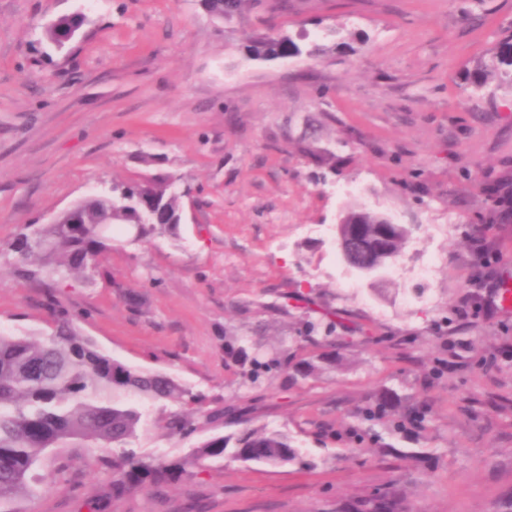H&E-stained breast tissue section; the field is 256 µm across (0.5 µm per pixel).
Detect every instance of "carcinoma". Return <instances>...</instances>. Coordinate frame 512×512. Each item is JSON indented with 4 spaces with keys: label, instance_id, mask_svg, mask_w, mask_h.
Masks as SVG:
<instances>
[{
    "label": "carcinoma",
    "instance_id": "cac0c4a2",
    "mask_svg": "<svg viewBox=\"0 0 512 512\" xmlns=\"http://www.w3.org/2000/svg\"><path fill=\"white\" fill-rule=\"evenodd\" d=\"M218 17L237 14L248 0H205ZM78 23L65 16L47 28L54 43ZM252 56L275 57L300 52L286 34L248 37ZM474 87L493 83L512 92V35L500 41L487 62L475 68ZM175 180L154 179L149 186L112 185L105 193L84 200L77 224H41L39 242L30 241L26 226L11 243L18 256L19 272L26 278L51 281L80 276L90 279L104 274L97 256L112 247L101 234L104 224H127L141 218L140 237L177 227L182 221V194ZM346 221L358 225L367 250L359 260L377 256V250L400 254L406 238L398 228L384 224L385 214L367 210L346 213ZM252 384L260 373L290 369L307 376L316 370L312 362L296 365L288 356L266 362L250 358L245 351L231 350ZM176 410L162 418L163 427L177 434L187 428V408L202 407L204 398L173 376L128 365L104 353L81 335L69 315L59 313L50 331L40 336L0 334V512H12L13 502L31 492L32 468L55 448L85 446L99 455L96 466L112 475V496L121 497L136 487L160 489L200 468L226 452L246 462L285 466L298 458L288 434L264 427H244L232 436L214 435L188 457L166 461L145 454L135 441L145 417L143 403ZM395 495L383 488L356 504L354 512H398Z\"/></svg>",
    "mask_w": 512,
    "mask_h": 512
}]
</instances>
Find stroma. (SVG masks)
Returning a JSON list of instances; mask_svg holds the SVG:
<instances>
[{"mask_svg": "<svg viewBox=\"0 0 512 512\" xmlns=\"http://www.w3.org/2000/svg\"><path fill=\"white\" fill-rule=\"evenodd\" d=\"M289 2L247 0L225 21L204 0H0V333L49 331L62 310L113 358L202 394L186 435L149 407L145 453L183 458L245 420L299 450L284 467L218 459L110 500L90 449L58 448L18 512H334L385 486L403 512L512 500V316L492 305L512 273V212L491 218L512 182V93L468 79L512 33V0ZM77 13L71 41L46 38ZM270 25L301 53L251 57L247 36ZM160 175L187 191L174 232L115 240L91 280L17 277L22 226ZM355 207L408 227L397 263L435 256L434 282L341 288L334 239L311 228ZM311 309L336 312L342 340L309 338ZM233 346L320 370L254 388ZM386 391L404 426L365 437L359 413Z\"/></svg>", "mask_w": 512, "mask_h": 512, "instance_id": "stroma-1", "label": "stroma"}]
</instances>
